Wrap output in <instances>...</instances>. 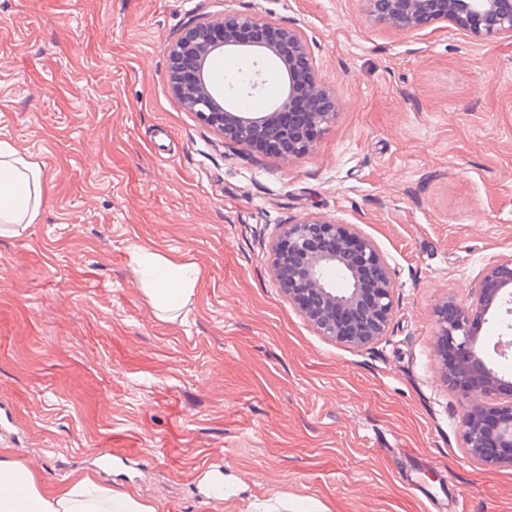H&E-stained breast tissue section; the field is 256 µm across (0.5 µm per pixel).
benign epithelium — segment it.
<instances>
[{
    "label": "benign epithelium",
    "instance_id": "7a95c632",
    "mask_svg": "<svg viewBox=\"0 0 512 512\" xmlns=\"http://www.w3.org/2000/svg\"><path fill=\"white\" fill-rule=\"evenodd\" d=\"M368 21L400 33L432 26H453L479 40H512V0H360ZM259 28L261 42L245 44L239 34ZM172 91L188 112L224 135V144L253 153L279 145L277 157L291 161L310 154L336 119V100L322 85L306 33L266 16L226 8L191 21L168 47ZM227 52L249 55L256 67L233 94L211 76L210 63ZM277 68L283 91L274 102L287 111L295 99L307 103L309 129L276 126L267 112H240L236 97H251L262 84L266 66ZM272 267L281 292L318 335L352 349H366L386 336L396 306L395 285L386 255L353 224L310 215L278 226L272 244ZM512 295V254L486 269L479 294L467 307L444 301L435 311L434 336L439 345L443 380L461 397L459 428L466 457L483 467H512V400L496 408L490 429L483 423L488 400L512 383L485 368V385L469 389L455 378L470 370L475 319L484 317L498 300ZM507 448L490 456L489 445Z\"/></svg>",
    "mask_w": 512,
    "mask_h": 512
}]
</instances>
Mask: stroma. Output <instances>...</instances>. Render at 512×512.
Returning <instances> with one entry per match:
<instances>
[{"label": "stroma", "mask_w": 512, "mask_h": 512, "mask_svg": "<svg viewBox=\"0 0 512 512\" xmlns=\"http://www.w3.org/2000/svg\"><path fill=\"white\" fill-rule=\"evenodd\" d=\"M227 7L308 34L337 100L311 154L225 148L175 98L168 44ZM0 140L48 185L0 236V450L40 485L89 474L156 512H512V469L463 456L433 336L512 253V41L394 32L360 0H0ZM310 214L388 258L371 348L318 336L271 273L276 226ZM141 246L200 267L179 315L142 291ZM502 331L491 309L476 352L512 381ZM116 448L136 467L99 469Z\"/></svg>", "instance_id": "35a3bbf8"}]
</instances>
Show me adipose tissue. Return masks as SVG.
<instances>
[{
    "mask_svg": "<svg viewBox=\"0 0 512 512\" xmlns=\"http://www.w3.org/2000/svg\"><path fill=\"white\" fill-rule=\"evenodd\" d=\"M46 193L43 166L0 140V232L20 233L37 223ZM134 260L141 286L150 303L161 311H178L194 294L200 269L175 262L148 248ZM0 512H155L154 507L128 492L101 486L91 477L72 481L48 493L24 465L0 456Z\"/></svg>",
    "mask_w": 512,
    "mask_h": 512,
    "instance_id": "ef3b65f1",
    "label": "adipose tissue"
}]
</instances>
